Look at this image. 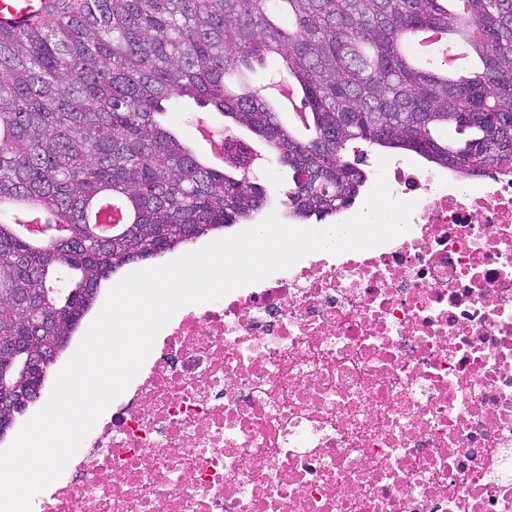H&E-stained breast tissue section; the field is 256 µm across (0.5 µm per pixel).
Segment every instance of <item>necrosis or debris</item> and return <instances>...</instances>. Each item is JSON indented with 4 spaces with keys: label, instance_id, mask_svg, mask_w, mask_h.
<instances>
[{
    "label": "necrosis or debris",
    "instance_id": "obj_1",
    "mask_svg": "<svg viewBox=\"0 0 512 512\" xmlns=\"http://www.w3.org/2000/svg\"><path fill=\"white\" fill-rule=\"evenodd\" d=\"M187 304L30 512H512V172Z\"/></svg>",
    "mask_w": 512,
    "mask_h": 512
}]
</instances>
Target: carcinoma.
Here are the masks:
<instances>
[{
  "label": "carcinoma",
  "mask_w": 512,
  "mask_h": 512,
  "mask_svg": "<svg viewBox=\"0 0 512 512\" xmlns=\"http://www.w3.org/2000/svg\"><path fill=\"white\" fill-rule=\"evenodd\" d=\"M272 66L302 92L305 138L259 89ZM192 99L263 139L292 171L288 218L322 222L359 199L353 143L412 152L462 178L512 168V0H55L48 16L0 28V384H27L33 356L62 355L119 269L255 219L266 188L244 177L234 140L204 164L172 125ZM450 125L468 133L441 141ZM123 203L131 223L95 234L90 207ZM54 218L41 247L22 211ZM18 288L41 290L17 305Z\"/></svg>",
  "instance_id": "cac0c4a2"
}]
</instances>
